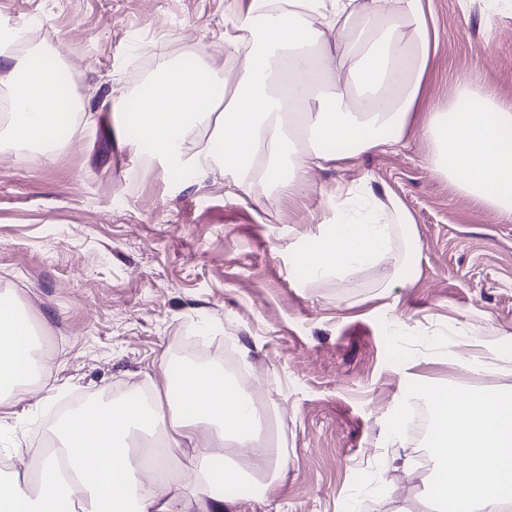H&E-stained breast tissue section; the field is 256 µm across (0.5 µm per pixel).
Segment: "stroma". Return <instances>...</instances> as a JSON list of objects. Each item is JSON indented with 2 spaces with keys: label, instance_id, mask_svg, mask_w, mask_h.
Wrapping results in <instances>:
<instances>
[{
  "label": "stroma",
  "instance_id": "35a3bbf8",
  "mask_svg": "<svg viewBox=\"0 0 512 512\" xmlns=\"http://www.w3.org/2000/svg\"><path fill=\"white\" fill-rule=\"evenodd\" d=\"M248 0H0V22L21 29L10 50L59 53L72 87L127 100L148 64L206 48L233 62L212 32ZM429 73L393 152L316 169L286 195L247 177L186 172L119 147L98 114L53 156L0 150V292L34 319L45 385L0 409V448H23V469L66 401L124 395L159 381L187 346L261 373L288 464L267 490L224 497V512H424L430 476L405 485V457L422 441L388 438L409 382L493 389L512 385V223L460 194L426 160L425 112L446 107L458 81L512 103V8L490 0H424ZM368 181L412 216L416 239L393 277L301 279L293 253L327 235L337 193ZM405 323L400 340L388 323ZM462 336L449 339V329Z\"/></svg>",
  "mask_w": 512,
  "mask_h": 512
}]
</instances>
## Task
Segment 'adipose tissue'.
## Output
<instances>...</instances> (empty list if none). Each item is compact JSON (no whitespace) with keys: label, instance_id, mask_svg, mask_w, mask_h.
<instances>
[{"label":"adipose tissue","instance_id":"ef3b65f1","mask_svg":"<svg viewBox=\"0 0 512 512\" xmlns=\"http://www.w3.org/2000/svg\"><path fill=\"white\" fill-rule=\"evenodd\" d=\"M232 27L224 46L237 60L234 79L198 54L189 67L161 62L136 111L125 112L123 95L106 96L108 112H124L138 127L135 151L237 183L258 174L284 193L311 168L402 142L428 70L423 0H298L276 11L251 0ZM331 33L355 51L352 66L330 51ZM48 56L35 48L0 65L7 103L0 130L23 157L52 152L59 125L79 129L88 110L62 87ZM205 132L222 151L203 145ZM421 135L437 174L500 223H512V105L463 82L457 102L425 114ZM411 224L405 208L360 184L337 199L331 233L299 247L296 261L311 276L346 282L389 258L395 226ZM36 348L28 314L0 293V406L44 381ZM201 433L220 457L192 455L189 468L174 467L177 451L190 452ZM243 452L275 471L286 464L260 437L247 390L221 369L187 363L179 380L165 379L147 400L93 401L69 413L36 476L17 471L0 479V512H224L217 487L259 481L239 462Z\"/></svg>","mask_w":512,"mask_h":512}]
</instances>
